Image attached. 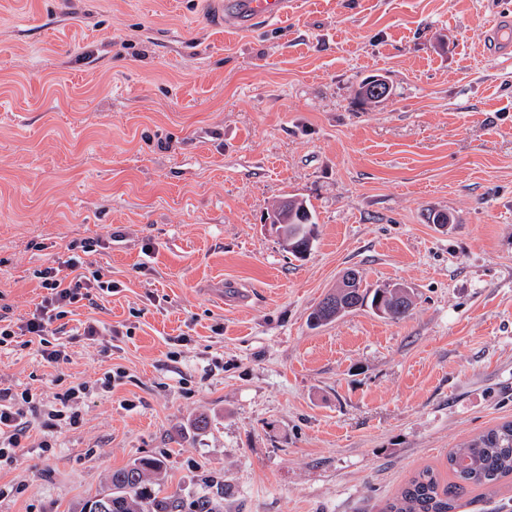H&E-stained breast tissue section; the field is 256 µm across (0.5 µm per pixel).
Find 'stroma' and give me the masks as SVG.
I'll return each mask as SVG.
<instances>
[{"mask_svg": "<svg viewBox=\"0 0 512 512\" xmlns=\"http://www.w3.org/2000/svg\"><path fill=\"white\" fill-rule=\"evenodd\" d=\"M293 2L244 34L211 0H0V314L72 244L116 285L72 305L67 362L0 351L43 402L91 385L0 462V512H79L144 458L175 512H383L512 420V54L485 48L512 0ZM288 196L317 223L302 260L268 225ZM351 268L409 316L311 327Z\"/></svg>", "mask_w": 512, "mask_h": 512, "instance_id": "obj_1", "label": "stroma"}]
</instances>
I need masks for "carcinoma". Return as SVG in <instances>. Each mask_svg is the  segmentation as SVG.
Segmentation results:
<instances>
[{
  "label": "carcinoma",
  "instance_id": "obj_1",
  "mask_svg": "<svg viewBox=\"0 0 512 512\" xmlns=\"http://www.w3.org/2000/svg\"><path fill=\"white\" fill-rule=\"evenodd\" d=\"M313 215L305 202L288 212V233L296 243L304 242L313 232ZM395 319L406 317L411 300L395 295H382L380 290L369 292L362 287V279L355 280L350 305L361 307L364 303ZM348 309L326 307L320 302L309 314V323L325 325ZM158 459L141 460L112 472L107 490L85 501L80 512H169L165 500L147 499L142 484L150 472L161 470ZM448 479L432 467L415 472L384 512H455L458 501L479 488H489L501 480L512 477V421L490 428L460 448L448 453Z\"/></svg>",
  "mask_w": 512,
  "mask_h": 512
}]
</instances>
